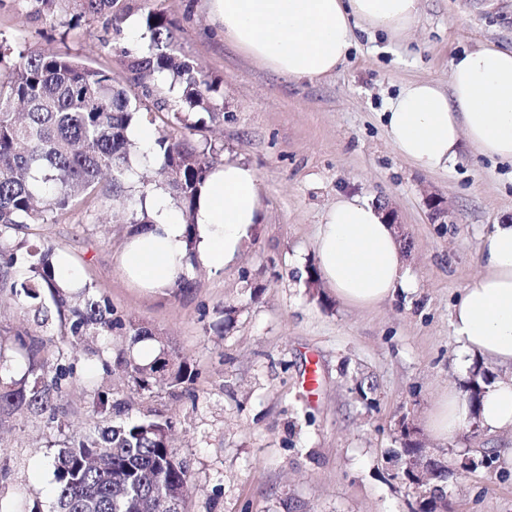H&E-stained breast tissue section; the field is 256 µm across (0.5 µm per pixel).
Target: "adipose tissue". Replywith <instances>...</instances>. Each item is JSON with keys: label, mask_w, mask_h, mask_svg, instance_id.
<instances>
[{"label": "adipose tissue", "mask_w": 512, "mask_h": 512, "mask_svg": "<svg viewBox=\"0 0 512 512\" xmlns=\"http://www.w3.org/2000/svg\"><path fill=\"white\" fill-rule=\"evenodd\" d=\"M225 36L245 54L288 78L314 80L336 72L354 43V30L405 36L420 0H211ZM386 131L393 147L426 171L447 169L461 145L489 159L512 161V50L484 47L450 63L448 90L427 80L408 83L390 100ZM151 230L128 237L121 265L141 288H164L184 272L187 253L221 270L262 221L255 170L228 160L208 178L195 214L198 241L188 249L186 226L162 198L147 199ZM326 285L345 304L364 308L391 299L409 281L400 245L384 208L374 200L338 194L315 241ZM482 272L452 311L459 360L485 357L512 365V219L491 226L480 242ZM461 393L448 390L428 419L434 437L449 439L469 422ZM480 424L512 428V377L488 389Z\"/></svg>", "instance_id": "ef3b65f1"}]
</instances>
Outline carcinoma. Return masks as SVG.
Here are the masks:
<instances>
[{"mask_svg":"<svg viewBox=\"0 0 512 512\" xmlns=\"http://www.w3.org/2000/svg\"><path fill=\"white\" fill-rule=\"evenodd\" d=\"M32 2L35 13L59 15L69 29L90 19L101 21L112 32L103 45L119 53L129 77L124 86L112 72L67 50L16 49L0 38V63L8 62L0 73V285L9 287L24 316L37 325L56 320L64 341L110 336L117 329L133 345L157 342L153 359H124L120 367L139 393L183 391L197 376L191 364L177 360L148 329L112 318L105 294L88 284L76 291L63 284L53 248L15 234L67 212L82 195H124L133 172L128 133L142 121L135 100L153 98L158 109L170 114L166 129L149 147V154L163 159L162 181L144 183L138 197H129L131 224L137 232L151 229L155 219L146 198L159 187L169 188L187 224L186 261L195 264V212L217 158L210 146H192L185 131L224 117L216 98L220 84L176 52V24L163 12L143 13L147 48L133 53L119 46L122 24L137 0ZM155 75L170 79L168 91L177 92L175 100L161 95L158 85L143 82ZM13 341L25 352L27 367L18 378L0 375V419L26 412L57 422L56 397L76 367L41 355V341L26 331L15 332ZM495 380L483 363L473 365L462 384L470 414L480 416ZM92 413L105 426L71 436L53 459L54 512H187L190 472L170 448L173 422L157 413L124 418L121 403L103 394L97 395ZM495 463L493 454L438 461L425 490L443 494L448 480L492 469Z\"/></svg>","mask_w":512,"mask_h":512,"instance_id":"carcinoma-1","label":"carcinoma"}]
</instances>
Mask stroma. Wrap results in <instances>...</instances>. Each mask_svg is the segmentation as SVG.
Returning a JSON list of instances; mask_svg holds the SVG:
<instances>
[{"instance_id":"obj_1","label":"stroma","mask_w":512,"mask_h":512,"mask_svg":"<svg viewBox=\"0 0 512 512\" xmlns=\"http://www.w3.org/2000/svg\"><path fill=\"white\" fill-rule=\"evenodd\" d=\"M145 9L174 19L180 53L222 78L223 121L188 138L255 169L263 222L230 266L189 267L185 293L125 277L120 257L132 226L124 200L102 197L29 226L30 242L53 246L80 284L111 299L116 317L162 336L198 376L188 391L149 398L130 389L118 365L138 346L119 336L62 345L42 332L48 356L79 358L85 370L57 401L59 427L31 414L0 426V512H50L52 460L72 433L94 428L100 390L130 414L171 418L173 451L191 472L188 512H414L393 456L404 441L442 461L512 448L511 430L474 438L464 429L448 440L427 430L441 394L467 377L452 308L479 274L482 235L512 218V163L465 146L446 170L419 171L392 146L384 120L407 83L447 88L454 56L488 44L511 49L512 0H421L407 37L355 32L346 61L313 81L274 73L225 40L210 0H144L130 20ZM59 23L33 14L29 0L0 8V37L18 48L52 46ZM101 36V23L85 22L66 46L127 80ZM340 193L374 198L398 222L411 285L372 309L307 284L318 226ZM433 199L449 208L450 223L433 218ZM312 368L313 395L302 385ZM404 422L411 435L401 433ZM452 493L455 512H512V471L471 473Z\"/></svg>"}]
</instances>
